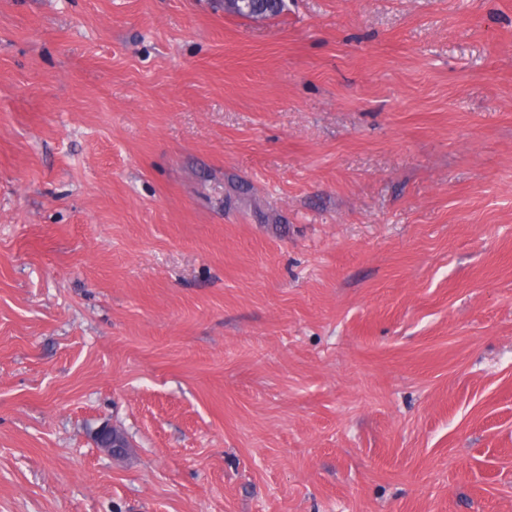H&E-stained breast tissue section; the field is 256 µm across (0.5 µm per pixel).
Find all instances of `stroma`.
<instances>
[{"label": "stroma", "mask_w": 512, "mask_h": 512, "mask_svg": "<svg viewBox=\"0 0 512 512\" xmlns=\"http://www.w3.org/2000/svg\"><path fill=\"white\" fill-rule=\"evenodd\" d=\"M0 512H512V0H0ZM286 7L285 0H224V11L254 21L277 17ZM96 446L112 457H120L132 448L130 438L110 423L101 424L95 434Z\"/></svg>", "instance_id": "stroma-1"}]
</instances>
